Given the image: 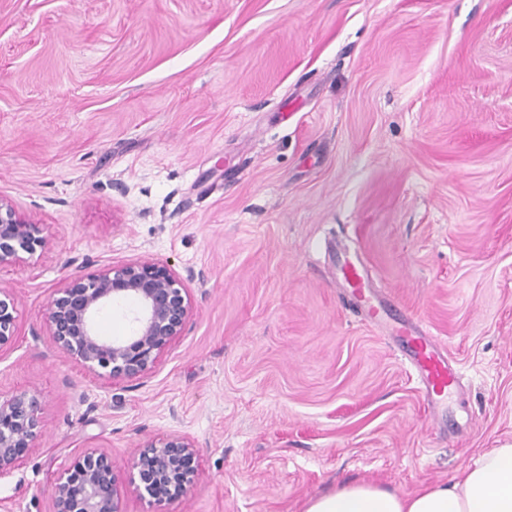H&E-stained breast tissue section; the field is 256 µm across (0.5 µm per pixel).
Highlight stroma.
I'll return each instance as SVG.
<instances>
[{"mask_svg":"<svg viewBox=\"0 0 512 512\" xmlns=\"http://www.w3.org/2000/svg\"><path fill=\"white\" fill-rule=\"evenodd\" d=\"M0 195L50 250L0 267V396L47 426L0 512H52L82 451L197 443L192 493L125 512H304L399 494L512 443V0H0ZM448 350L443 419L354 314L336 245ZM193 274L147 376L95 379L44 330L72 259ZM18 336L17 299L13 287L0 282V351Z\"/></svg>","mask_w":512,"mask_h":512,"instance_id":"obj_1","label":"stroma"}]
</instances>
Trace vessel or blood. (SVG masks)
<instances>
[{
    "label": "vessel or blood",
    "mask_w": 512,
    "mask_h": 512,
    "mask_svg": "<svg viewBox=\"0 0 512 512\" xmlns=\"http://www.w3.org/2000/svg\"><path fill=\"white\" fill-rule=\"evenodd\" d=\"M336 267L351 302L370 320L383 323L388 299L375 290L359 257L340 252ZM387 331L400 342L404 357L421 382L428 407L447 405L449 396L459 385L460 376L441 343L423 324L414 320L406 319L388 326Z\"/></svg>",
    "instance_id": "obj_1"
}]
</instances>
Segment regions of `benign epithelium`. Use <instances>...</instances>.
Wrapping results in <instances>:
<instances>
[{"label": "benign epithelium", "mask_w": 512, "mask_h": 512, "mask_svg": "<svg viewBox=\"0 0 512 512\" xmlns=\"http://www.w3.org/2000/svg\"><path fill=\"white\" fill-rule=\"evenodd\" d=\"M49 249L43 225L0 195V266L23 262ZM175 270L140 257L103 269L73 259L48 302L45 330L57 349L89 374L112 381L149 374L160 355L182 335L193 311L187 281ZM124 301L135 304L132 334L108 340L99 334L100 314ZM18 336L13 287L0 284V349ZM45 417L36 389L0 398V476L10 473L43 435ZM195 441L170 433L141 444L125 478L112 458L87 448L52 486L53 512H124L127 494L154 502L175 501L193 489Z\"/></svg>", "instance_id": "benign-epithelium-1"}]
</instances>
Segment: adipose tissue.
I'll list each match as a JSON object with an SVG mask.
<instances>
[{"label": "adipose tissue", "mask_w": 512, "mask_h": 512, "mask_svg": "<svg viewBox=\"0 0 512 512\" xmlns=\"http://www.w3.org/2000/svg\"><path fill=\"white\" fill-rule=\"evenodd\" d=\"M305 512H512V444L483 453L450 484L404 496L369 481L346 482L310 499Z\"/></svg>", "instance_id": "adipose-tissue-1"}]
</instances>
